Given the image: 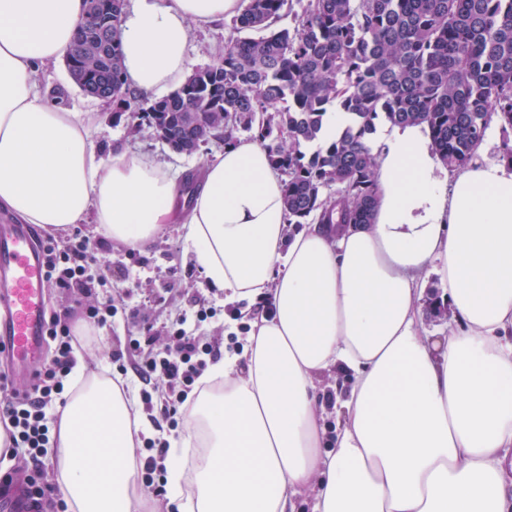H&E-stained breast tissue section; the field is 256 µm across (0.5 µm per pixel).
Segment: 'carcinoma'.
Returning a JSON list of instances; mask_svg holds the SVG:
<instances>
[{
    "mask_svg": "<svg viewBox=\"0 0 512 512\" xmlns=\"http://www.w3.org/2000/svg\"><path fill=\"white\" fill-rule=\"evenodd\" d=\"M124 8L112 0L90 53L68 50L74 84L82 73L112 80L115 118L135 114L183 154L248 134L284 177L290 224L372 222L381 123L423 126L443 164L459 169L475 160L496 115L500 159L512 163V0H307L299 14L290 0H243L239 36L158 99L125 77ZM289 15L293 26L280 25ZM334 111L350 123L325 140Z\"/></svg>",
    "mask_w": 512,
    "mask_h": 512,
    "instance_id": "1",
    "label": "carcinoma"
}]
</instances>
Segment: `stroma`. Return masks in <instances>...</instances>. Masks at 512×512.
<instances>
[{
    "mask_svg": "<svg viewBox=\"0 0 512 512\" xmlns=\"http://www.w3.org/2000/svg\"><path fill=\"white\" fill-rule=\"evenodd\" d=\"M231 36V28L225 22L192 29L189 51L193 67L212 64ZM41 83L46 88L65 90L70 105L76 109L95 113L91 134L102 154H109L113 146L122 145L148 155L163 168L183 176L213 160L221 150L220 144L211 142L191 155L172 152L155 138L148 126L131 128L128 118H113L111 105L85 97L71 82L64 62L48 66ZM80 231L90 250L109 265L108 279L89 295L47 288L48 309L60 310L78 301L90 305L108 299L129 306L112 328L97 330L95 342L88 344L84 352L89 367L111 369L112 352L124 348L131 336L151 335L152 348H163L172 320L195 305L212 311L211 317L200 322L197 330L203 341L225 348L246 346L247 319L232 320L233 305L225 303L223 291L207 284L182 225H166L144 250L112 242L91 217L81 224Z\"/></svg>",
    "mask_w": 512,
    "mask_h": 512,
    "instance_id": "1",
    "label": "stroma"
}]
</instances>
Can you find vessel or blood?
Wrapping results in <instances>:
<instances>
[{"label": "vessel or blood", "instance_id": "obj_1", "mask_svg": "<svg viewBox=\"0 0 512 512\" xmlns=\"http://www.w3.org/2000/svg\"><path fill=\"white\" fill-rule=\"evenodd\" d=\"M46 276L31 225H0V351L14 376L32 378L44 345Z\"/></svg>", "mask_w": 512, "mask_h": 512}]
</instances>
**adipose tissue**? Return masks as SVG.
Wrapping results in <instances>:
<instances>
[{"mask_svg": "<svg viewBox=\"0 0 512 512\" xmlns=\"http://www.w3.org/2000/svg\"><path fill=\"white\" fill-rule=\"evenodd\" d=\"M123 64L141 95L178 88L192 29L239 0H132ZM84 0H0V216L48 231L94 215L112 241L150 246L181 224L210 287L263 298L242 353L204 375L185 440L192 472L168 467L177 512H512V166H442L419 125L377 141L373 221L331 234L286 233L283 178L245 138L205 164L192 199L148 156L91 139L95 117L39 92L65 56ZM452 319L420 331L430 276ZM351 386L319 447L315 382ZM54 430L55 481L69 512H145L146 426L131 391L77 361Z\"/></svg>", "mask_w": 512, "mask_h": 512, "instance_id": "adipose-tissue-1", "label": "adipose tissue"}]
</instances>
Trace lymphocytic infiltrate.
<instances>
[{"instance_id":"f902f5d3","label":"lymphocytic infiltrate","mask_w":512,"mask_h":512,"mask_svg":"<svg viewBox=\"0 0 512 512\" xmlns=\"http://www.w3.org/2000/svg\"><path fill=\"white\" fill-rule=\"evenodd\" d=\"M46 255L47 282L59 289L91 290L99 282L100 261L88 248L80 233H73L66 243L43 240ZM120 308L113 303L103 306L77 307L52 313L47 320V342L53 349L50 361L36 371L25 389L16 388L9 373L0 371V421L4 422L10 450L25 449L34 462L31 473L22 482L33 512H42L52 487L46 482L41 462L49 452V430L57 421L55 405L60 400L65 381L74 367L72 319L84 320L102 328L111 325ZM205 310L184 313L170 325V343L161 351L143 352L140 337H129L125 351L112 354V362L120 374L134 373L143 381L162 378L168 394L159 415L168 427L175 428L186 409L190 394L201 384L209 362L221 355L219 347L196 336L198 322L206 318Z\"/></svg>"}]
</instances>
